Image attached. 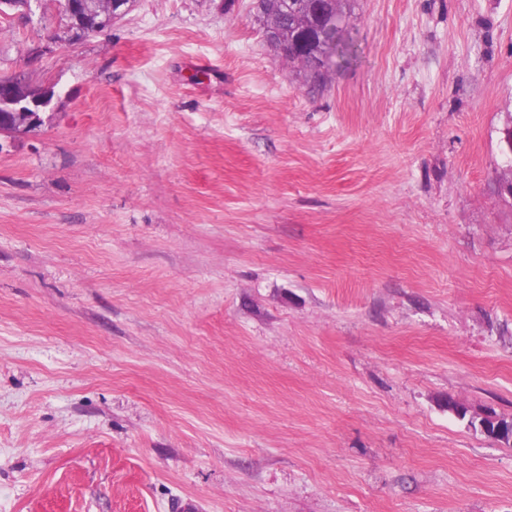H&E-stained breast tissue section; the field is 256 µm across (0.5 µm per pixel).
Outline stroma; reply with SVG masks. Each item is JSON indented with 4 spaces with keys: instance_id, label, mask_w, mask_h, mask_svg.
I'll return each mask as SVG.
<instances>
[{
    "instance_id": "35a3bbf8",
    "label": "stroma",
    "mask_w": 512,
    "mask_h": 512,
    "mask_svg": "<svg viewBox=\"0 0 512 512\" xmlns=\"http://www.w3.org/2000/svg\"><path fill=\"white\" fill-rule=\"evenodd\" d=\"M250 4L0 17V512H512V0H351L319 89ZM16 77H4L0 79V99L3 96L6 100L13 101V104L18 105L23 103V107H28L33 112L37 111L38 107H43L47 103L46 98L33 99L29 98L26 101L23 97L18 94L19 85L14 81ZM484 414L490 416L491 419L471 416L468 420L469 426L475 430L479 428L482 433L494 441L498 433L511 432L512 419L500 417L494 412H486Z\"/></svg>"
}]
</instances>
